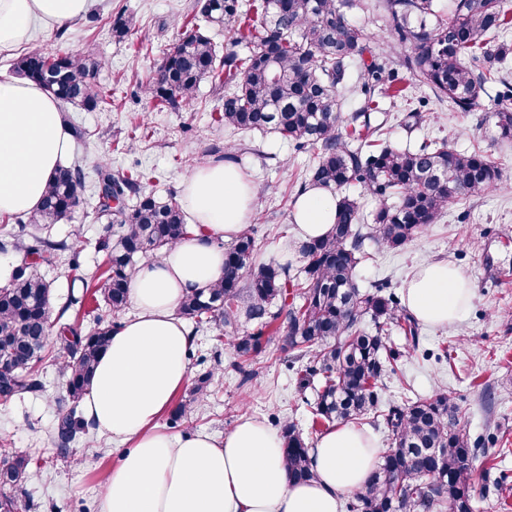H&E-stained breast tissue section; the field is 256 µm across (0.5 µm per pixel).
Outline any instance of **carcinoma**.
Instances as JSON below:
<instances>
[{"mask_svg": "<svg viewBox=\"0 0 512 512\" xmlns=\"http://www.w3.org/2000/svg\"><path fill=\"white\" fill-rule=\"evenodd\" d=\"M385 0L392 22L393 48H407L401 60L413 77L429 85L457 112H470L490 94L512 101V83L503 64L512 46V14L503 0ZM350 0H258L242 9L239 0H194L192 11L176 22L172 47L140 85L150 101L176 110L192 100L204 79L224 86L216 123L230 130L272 132L294 148L314 155L304 184L329 191L360 187L378 201L372 221L364 223L358 201L343 195L336 221L319 239L304 240L298 253L300 274L292 264L252 265L257 251L247 231L224 249V276L210 288L184 298L179 314L192 321L191 336L215 328L209 350L219 358L224 327L243 318L253 331L232 340L235 355L247 362L263 347V336L277 339L291 353L296 385L309 407L311 425L338 426L367 415L382 418L388 448L365 487L348 503V512H472L473 462L480 447L457 428L458 408L446 392L402 404L384 401L382 377L395 374L399 362L416 350L419 324L407 314L402 297L378 282L360 289L354 278L365 260V241L398 249L437 222L448 204L496 189L501 171L480 145L459 151L447 142L424 140L397 147L386 138V121L374 115L375 89L387 86L401 97L407 87L397 72L385 73L360 28L351 23ZM232 32L230 47L220 50L200 32V22ZM136 29L132 14L112 19V36L124 40ZM242 45L246 52L234 47ZM359 65L364 103L356 112L340 110L338 96L348 71ZM103 62L70 52L28 51L14 71L64 105L86 111L106 102L97 78ZM424 101L405 116L412 132L425 122ZM495 140L512 141V111L495 113ZM99 213L116 227L98 242L105 256L107 287L92 294L94 327L87 331L79 315L52 317V285L40 272L58 251H71L79 269L77 243L34 236L17 245L22 253L8 283L0 287V400L43 391L40 364L48 357L60 365L63 395L55 399L59 419L55 442L59 454L86 434L80 403L99 355L128 304V284L143 259L189 236L193 226L173 202H160L145 191L150 177L136 169H98ZM86 173L73 163L60 166L50 179L35 215L15 217L42 228L68 220L83 199ZM136 198L130 208L121 206ZM81 295H75L76 283ZM66 308L81 307L90 285L71 278ZM370 318L373 331L362 327ZM404 332L401 348L388 344L386 326ZM61 350L51 353V336ZM300 366H295V363ZM316 394L309 402L307 391ZM288 475L307 480L308 442L297 425H281ZM31 459L0 448V489L27 478ZM0 512H30V504L0 492Z\"/></svg>", "mask_w": 512, "mask_h": 512, "instance_id": "1", "label": "carcinoma"}]
</instances>
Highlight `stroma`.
Wrapping results in <instances>:
<instances>
[{
    "label": "stroma",
    "mask_w": 512,
    "mask_h": 512,
    "mask_svg": "<svg viewBox=\"0 0 512 512\" xmlns=\"http://www.w3.org/2000/svg\"><path fill=\"white\" fill-rule=\"evenodd\" d=\"M192 5L193 0H99L92 11L97 24L81 19L61 37L37 31L12 50L0 52V76L7 77L13 74L14 60L33 49L92 54L106 62L98 83L111 90L108 103L91 112L71 105L62 108L66 121L87 133L85 144H72L67 156L85 169L88 187L83 202L70 220L45 230L55 240H79L78 273L90 285H101L105 269L96 243L107 221L97 215L92 189L98 166L137 165L150 170L154 179L149 192L178 202L185 177L215 161L218 151L230 143L236 146V165L253 192V215L247 228L256 240L258 261L299 260L300 239L293 230L290 201L300 193L302 175L312 163L310 154L296 151L273 134L217 127L213 117L224 102V92L211 81L201 82L193 100L177 111L136 93L171 46L177 17ZM123 11L134 14L138 25L128 39L118 42L112 37L110 20ZM349 18L365 30L386 68H398L399 56L387 51L391 23L384 0H356ZM405 82L410 97L428 100V120L422 129L407 132L402 123L405 102L380 98L390 142L413 147L427 138L448 141L460 150L475 144L487 147L501 169L503 187L449 204L436 224L402 249L366 243L370 258L356 269L360 287L385 281L402 290L420 264L438 260L453 264L474 286L471 305L460 321L447 327L421 326L420 346L405 361L401 374L384 376L385 398L401 403L447 391L461 409L460 428L471 438L482 439L488 450L487 457L477 462L473 512H512V142L491 138L494 114L501 107L497 99L485 97L473 111L455 112L414 77H406ZM136 116L144 119L148 130L132 151L120 150ZM444 349L450 363H436L435 354ZM288 360L274 341L244 364L228 346L219 360L201 365L189 359L191 378L214 371L211 392L195 401L191 387L177 391L175 400H192V411L175 424L168 415H161L159 428L221 434L241 418L254 417L268 423L295 421L309 440H316L318 434L311 428ZM40 375L43 393L0 404V439L36 460L54 456L57 408L53 399L62 386L54 362H44ZM121 455L108 436L88 428L76 444L74 457L57 458L53 468L38 470L16 493L30 502L31 512H99L100 494Z\"/></svg>",
    "instance_id": "1"
}]
</instances>
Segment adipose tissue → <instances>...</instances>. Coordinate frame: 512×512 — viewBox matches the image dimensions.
Segmentation results:
<instances>
[{
  "instance_id": "obj_1",
  "label": "adipose tissue",
  "mask_w": 512,
  "mask_h": 512,
  "mask_svg": "<svg viewBox=\"0 0 512 512\" xmlns=\"http://www.w3.org/2000/svg\"><path fill=\"white\" fill-rule=\"evenodd\" d=\"M98 0H0V50L52 32L90 13ZM70 136L57 101L22 78L0 79V214L37 212ZM252 190L227 162L207 163L184 181L192 235L143 261L133 273V318L115 330L84 397V415L113 442L127 445L112 469L99 512H340L361 491L379 448L366 429L340 426L310 452L314 480L289 478L278 432L255 418L223 434L169 433L155 422L189 380L190 338L176 310L181 299L224 273L226 241L249 221ZM293 219L302 239L325 236L336 198L312 187ZM472 286L444 261L423 264L404 286L407 309L425 325L450 326L465 314Z\"/></svg>"
}]
</instances>
